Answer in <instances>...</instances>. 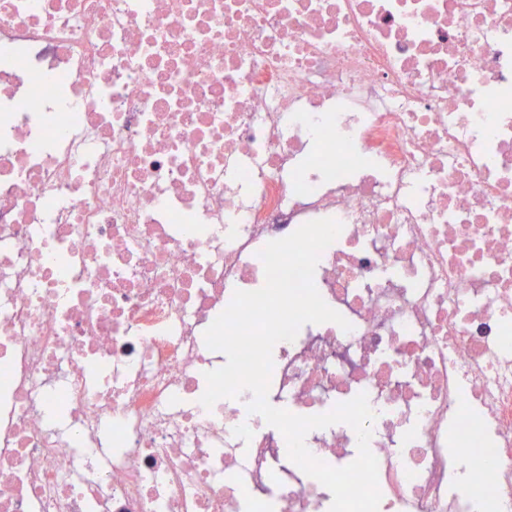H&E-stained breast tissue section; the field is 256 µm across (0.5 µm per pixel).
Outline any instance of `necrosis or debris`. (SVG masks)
<instances>
[{
	"mask_svg": "<svg viewBox=\"0 0 512 512\" xmlns=\"http://www.w3.org/2000/svg\"><path fill=\"white\" fill-rule=\"evenodd\" d=\"M326 218L351 328L277 343L269 401L367 394L378 512H512V0H0V512H329L249 392L199 402Z\"/></svg>",
	"mask_w": 512,
	"mask_h": 512,
	"instance_id": "obj_1",
	"label": "necrosis or debris"
}]
</instances>
